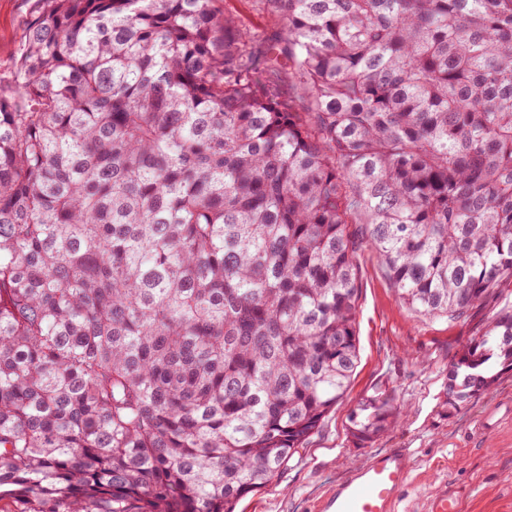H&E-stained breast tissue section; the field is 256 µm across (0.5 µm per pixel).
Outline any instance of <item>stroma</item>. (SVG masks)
<instances>
[{
  "label": "stroma",
  "mask_w": 512,
  "mask_h": 512,
  "mask_svg": "<svg viewBox=\"0 0 512 512\" xmlns=\"http://www.w3.org/2000/svg\"><path fill=\"white\" fill-rule=\"evenodd\" d=\"M32 0H0V76L20 51ZM245 28L272 35L278 21L266 0H218ZM361 297L357 318L359 362L342 401L306 448L267 489L243 498L236 512H317L329 485L381 448H404L412 469L396 512H427L429 499L455 494L460 512H512V421L497 431L479 428L481 415L512 397V370L464 407H447L448 368L460 347L480 335L489 317L512 305V282L450 321L409 311L398 300L377 256L360 257ZM385 393L401 407L398 424L366 442L352 432L350 418L370 397Z\"/></svg>",
  "instance_id": "stroma-1"
}]
</instances>
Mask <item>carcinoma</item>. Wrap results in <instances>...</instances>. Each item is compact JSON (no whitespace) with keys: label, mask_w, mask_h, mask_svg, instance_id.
<instances>
[{"label":"carcinoma","mask_w":512,"mask_h":512,"mask_svg":"<svg viewBox=\"0 0 512 512\" xmlns=\"http://www.w3.org/2000/svg\"><path fill=\"white\" fill-rule=\"evenodd\" d=\"M37 0L0 78V497L234 512L357 368L359 258L461 318L512 280V0ZM288 76L283 92L274 76ZM512 369V306L448 369ZM351 418L371 441L381 394ZM218 5L226 14L234 16L243 27L251 31L269 36L278 28V21L266 1L219 0Z\"/></svg>","instance_id":"cac0c4a2"}]
</instances>
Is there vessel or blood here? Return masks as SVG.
Returning a JSON list of instances; mask_svg holds the SVG:
<instances>
[{
    "instance_id": "1",
    "label": "vessel or blood",
    "mask_w": 512,
    "mask_h": 512,
    "mask_svg": "<svg viewBox=\"0 0 512 512\" xmlns=\"http://www.w3.org/2000/svg\"><path fill=\"white\" fill-rule=\"evenodd\" d=\"M511 419L512 401H499L485 412L481 427L493 431ZM410 468L411 460L405 449H380L336 482L323 498L321 512H395Z\"/></svg>"
}]
</instances>
